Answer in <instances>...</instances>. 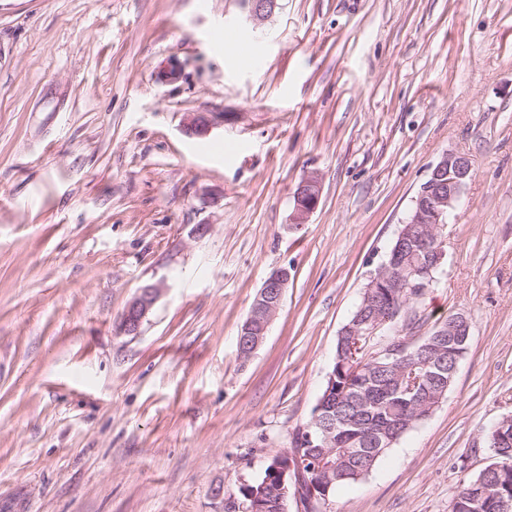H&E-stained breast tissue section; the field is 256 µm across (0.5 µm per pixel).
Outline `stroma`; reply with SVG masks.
<instances>
[{
    "instance_id": "stroma-1",
    "label": "stroma",
    "mask_w": 512,
    "mask_h": 512,
    "mask_svg": "<svg viewBox=\"0 0 512 512\" xmlns=\"http://www.w3.org/2000/svg\"><path fill=\"white\" fill-rule=\"evenodd\" d=\"M173 56L180 80L159 81ZM195 113L209 135L185 133ZM451 151L473 177L413 309L420 336L465 314L468 351L326 512H450L512 414V0H279L258 26L245 0H0V512H221L214 488L259 476L310 419L369 272ZM311 173L320 204L290 229ZM290 274L282 268L272 272L263 282L256 295V307L262 316L263 332H266L274 316L280 309ZM273 297V300L268 298ZM262 299L265 301L262 302ZM160 292L161 289L155 284H147L139 289L123 314L120 327L123 334H138L144 318L156 303Z\"/></svg>"
}]
</instances>
